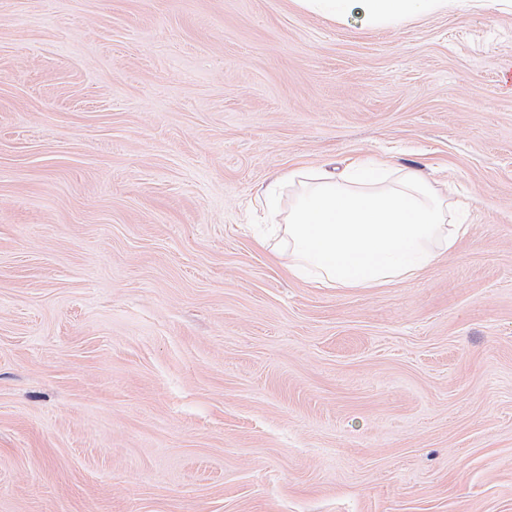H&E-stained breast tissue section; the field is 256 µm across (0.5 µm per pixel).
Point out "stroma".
Instances as JSON below:
<instances>
[{
	"label": "stroma",
	"mask_w": 512,
	"mask_h": 512,
	"mask_svg": "<svg viewBox=\"0 0 512 512\" xmlns=\"http://www.w3.org/2000/svg\"><path fill=\"white\" fill-rule=\"evenodd\" d=\"M512 11L0 0V512H512ZM447 182L453 251L288 275L293 168ZM300 9L333 21L356 17L374 28H394L412 16L466 10V0H294Z\"/></svg>",
	"instance_id": "obj_1"
}]
</instances>
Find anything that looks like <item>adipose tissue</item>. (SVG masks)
Wrapping results in <instances>:
<instances>
[{
    "mask_svg": "<svg viewBox=\"0 0 512 512\" xmlns=\"http://www.w3.org/2000/svg\"><path fill=\"white\" fill-rule=\"evenodd\" d=\"M300 9L333 21L358 18L374 28H394L412 16L462 11L468 0H295ZM299 195L275 251L290 276L335 288H381L416 277L452 250L466 231L448 221V206L421 172L392 181L337 180L320 167L301 176Z\"/></svg>",
    "mask_w": 512,
    "mask_h": 512,
    "instance_id": "obj_1",
    "label": "adipose tissue"
}]
</instances>
